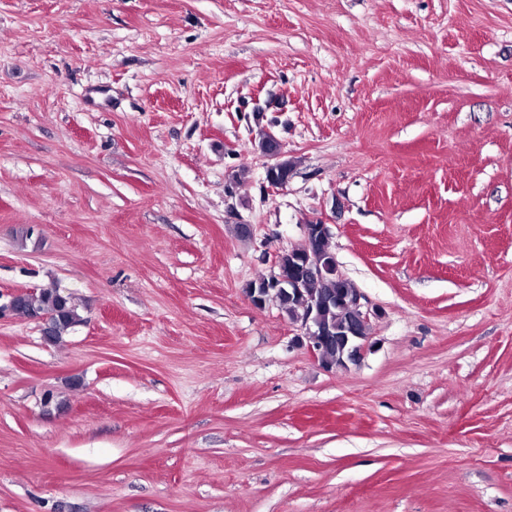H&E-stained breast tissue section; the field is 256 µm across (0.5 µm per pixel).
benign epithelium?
<instances>
[{"label":"benign epithelium","instance_id":"benign-epithelium-1","mask_svg":"<svg viewBox=\"0 0 512 512\" xmlns=\"http://www.w3.org/2000/svg\"><path fill=\"white\" fill-rule=\"evenodd\" d=\"M264 154L274 159V163L267 165L265 180L272 188L283 187L288 184L286 163L281 160V148L278 139L273 134H268L267 149ZM305 235L311 237L314 246L305 254L297 258L298 267L292 272H284L279 268V263H274V270L265 283L264 291L277 290L283 294L297 296L304 294L307 280L321 279L331 270L332 262L329 256L321 252L316 243L330 236V229L324 222L304 225ZM35 289H21L6 295L0 294V314L5 312H17L27 306L28 295ZM340 303L353 312V316L347 323L341 326H330L321 323L315 316V311L325 304ZM28 319L39 324L45 341L54 343L57 341V320L50 314L41 312L31 313ZM369 320V311L365 307L363 294L357 288L347 289L343 295L320 297L311 300L308 310L297 319L300 328L304 330L309 344L308 349L317 361H322V351L328 344H335L341 351L346 363L357 362L366 348L368 337L363 335L362 326Z\"/></svg>","mask_w":512,"mask_h":512}]
</instances>
